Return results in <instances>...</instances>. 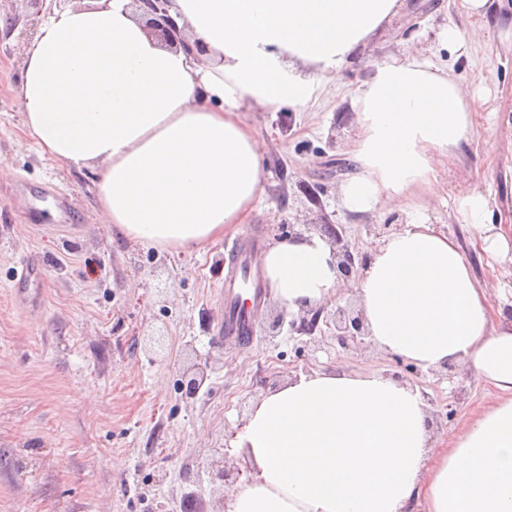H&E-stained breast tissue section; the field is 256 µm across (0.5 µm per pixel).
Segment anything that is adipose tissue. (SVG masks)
Here are the masks:
<instances>
[{
    "mask_svg": "<svg viewBox=\"0 0 512 512\" xmlns=\"http://www.w3.org/2000/svg\"><path fill=\"white\" fill-rule=\"evenodd\" d=\"M400 0H171L185 42L151 38L130 0H76L25 51L20 97L41 153L97 166L118 238L203 248L249 223L263 144L242 106L302 108L335 82ZM357 134L340 205L406 213L352 280L368 339L421 370L464 365L495 391L435 441L420 390L381 372L302 373L265 394L233 446L250 477L227 512H512V289L473 274L468 251L512 265V216L497 193L456 199L458 239L423 219L438 168L473 135L467 88L421 54L376 66L350 99ZM285 312L339 290L327 237L262 254Z\"/></svg>",
    "mask_w": 512,
    "mask_h": 512,
    "instance_id": "obj_1",
    "label": "adipose tissue"
}]
</instances>
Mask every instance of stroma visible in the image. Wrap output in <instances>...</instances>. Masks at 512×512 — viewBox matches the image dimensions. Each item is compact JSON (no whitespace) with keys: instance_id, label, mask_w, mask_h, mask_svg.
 <instances>
[{"instance_id":"obj_1","label":"stroma","mask_w":512,"mask_h":512,"mask_svg":"<svg viewBox=\"0 0 512 512\" xmlns=\"http://www.w3.org/2000/svg\"><path fill=\"white\" fill-rule=\"evenodd\" d=\"M57 0H0V512H224L225 486L212 466L242 467L231 441L253 405L312 370H380L429 397L434 439L493 396L459 368L422 371L372 343L341 348L331 334L307 336L293 314L264 297L249 342L224 333V249L250 236L261 248L329 221L352 247L370 251L405 223L397 212L360 217L338 203L353 171L349 97L379 64L416 50L449 66L468 86L474 137L442 172V199L428 223L467 242L445 197L494 191L512 167V0L484 18L461 0H403L400 11L347 63L315 104L248 110L264 146L266 181L250 223L203 249L117 242L96 198L99 171L42 156L25 131L19 89L22 48L58 9ZM448 27L483 30L467 49H444ZM37 275L13 286L20 260ZM283 315L281 333L263 323ZM163 335L149 348L148 335ZM206 379L196 398L182 385Z\"/></svg>"}]
</instances>
